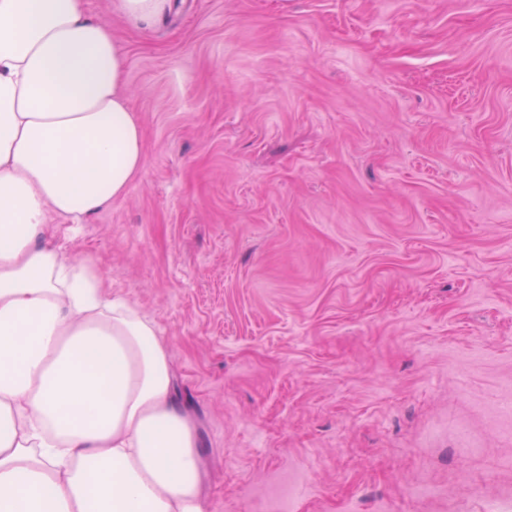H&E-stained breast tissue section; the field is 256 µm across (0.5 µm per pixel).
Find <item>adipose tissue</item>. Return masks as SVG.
I'll use <instances>...</instances> for the list:
<instances>
[{"instance_id":"1","label":"adipose tissue","mask_w":512,"mask_h":512,"mask_svg":"<svg viewBox=\"0 0 512 512\" xmlns=\"http://www.w3.org/2000/svg\"><path fill=\"white\" fill-rule=\"evenodd\" d=\"M125 73L83 0H0V512H207L156 323L47 239L142 166Z\"/></svg>"}]
</instances>
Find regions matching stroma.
Masks as SVG:
<instances>
[{"instance_id":"35a3bbf8","label":"stroma","mask_w":512,"mask_h":512,"mask_svg":"<svg viewBox=\"0 0 512 512\" xmlns=\"http://www.w3.org/2000/svg\"><path fill=\"white\" fill-rule=\"evenodd\" d=\"M84 5L143 163L50 236L167 338L209 512L512 500V0ZM173 0H115V10L132 25L148 29L162 15L172 10Z\"/></svg>"}]
</instances>
